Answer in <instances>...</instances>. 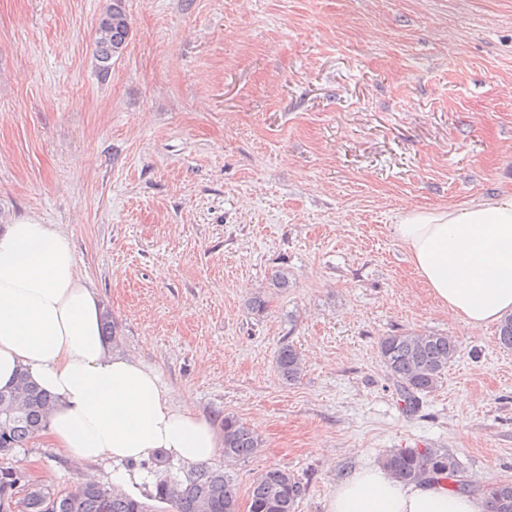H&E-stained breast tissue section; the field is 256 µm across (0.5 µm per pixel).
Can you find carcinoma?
I'll use <instances>...</instances> for the list:
<instances>
[{
	"label": "carcinoma",
	"instance_id": "1",
	"mask_svg": "<svg viewBox=\"0 0 512 512\" xmlns=\"http://www.w3.org/2000/svg\"><path fill=\"white\" fill-rule=\"evenodd\" d=\"M130 35L125 0H109L95 33V56L101 78L112 68V59L123 54ZM379 357L394 381L407 408L419 405V395L430 392L459 353L451 337L432 331H412L383 337ZM276 371L288 385L303 372L301 353L291 344L279 347ZM51 400L21 377L10 388L0 390V455L22 448L41 429ZM263 447V440L249 425L224 419V460L249 459ZM383 466L402 482L426 476L448 483L451 492L467 490L461 479L462 466L445 448H400L387 454ZM12 474L0 468V512H155L113 487L94 482L76 485L60 493L53 487L30 483L22 497L8 496ZM307 487L285 469L272 466L259 472L249 488V512H296ZM153 499L170 505L172 512H238L237 488L223 469L200 466L184 482H160ZM486 512H512V482L494 484L485 490Z\"/></svg>",
	"mask_w": 512,
	"mask_h": 512
}]
</instances>
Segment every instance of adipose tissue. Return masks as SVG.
Listing matches in <instances>:
<instances>
[{
  "label": "adipose tissue",
  "instance_id": "adipose-tissue-1",
  "mask_svg": "<svg viewBox=\"0 0 512 512\" xmlns=\"http://www.w3.org/2000/svg\"><path fill=\"white\" fill-rule=\"evenodd\" d=\"M393 232L432 295L471 326L512 314V194L463 208L406 207ZM103 307L76 271L71 244L34 215L0 231V388L19 373L54 398L41 442L85 466L112 463L113 486L139 490V462L166 454L187 466L214 459L221 427L138 359L114 349ZM325 512H485L446 483L405 484L379 466L337 481Z\"/></svg>",
  "mask_w": 512,
  "mask_h": 512
}]
</instances>
